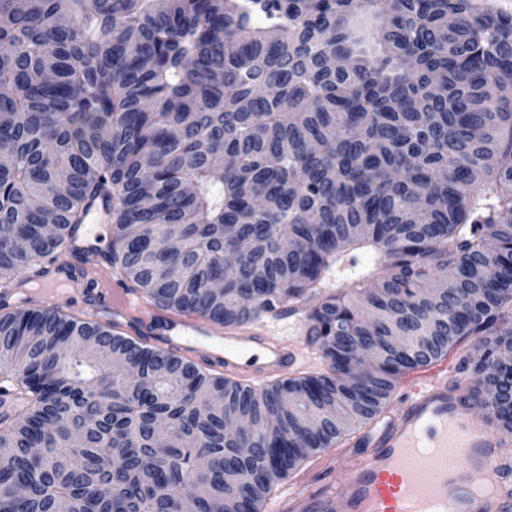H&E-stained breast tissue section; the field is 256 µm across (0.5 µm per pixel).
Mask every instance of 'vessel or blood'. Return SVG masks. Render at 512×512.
<instances>
[{
	"mask_svg": "<svg viewBox=\"0 0 512 512\" xmlns=\"http://www.w3.org/2000/svg\"><path fill=\"white\" fill-rule=\"evenodd\" d=\"M84 278L107 294L115 329L141 345L181 355L194 352V337L213 333L199 318L154 311L141 296L113 287L106 268L57 263L42 284L54 289ZM294 360L286 342L257 329L224 333L226 377L281 378ZM404 386L398 412L364 433L366 455L351 458L345 476L321 498L294 491L279 501L278 512H512V488L502 484L499 463L505 438L472 412L461 386L449 385L447 360L421 367Z\"/></svg>",
	"mask_w": 512,
	"mask_h": 512,
	"instance_id": "vessel-or-blood-1",
	"label": "vessel or blood"
}]
</instances>
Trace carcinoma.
Listing matches in <instances>:
<instances>
[{"instance_id": "1", "label": "carcinoma", "mask_w": 512, "mask_h": 512, "mask_svg": "<svg viewBox=\"0 0 512 512\" xmlns=\"http://www.w3.org/2000/svg\"><path fill=\"white\" fill-rule=\"evenodd\" d=\"M1 46V283L61 256L101 196L124 281L224 327L298 310L347 252L378 265L306 312L327 372L263 389L55 307L1 305L0 388L26 405L0 421V512H173L175 494L262 512L469 336L477 404L512 435L502 0H0ZM333 54L352 66L328 68ZM172 224L176 249L149 251ZM246 238L259 246L242 254ZM362 347L375 362L353 380Z\"/></svg>"}]
</instances>
